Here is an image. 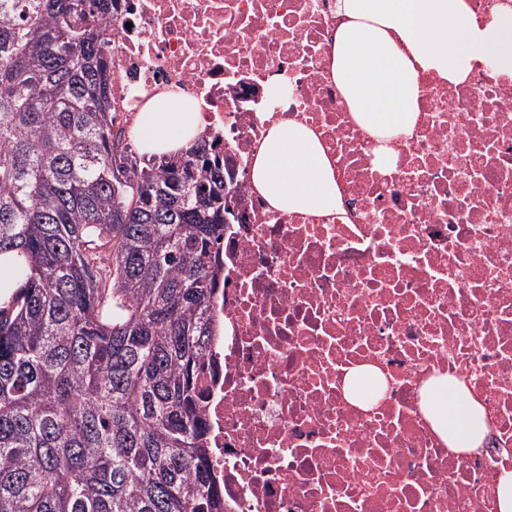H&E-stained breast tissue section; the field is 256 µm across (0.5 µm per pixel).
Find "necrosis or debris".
<instances>
[{
	"mask_svg": "<svg viewBox=\"0 0 512 512\" xmlns=\"http://www.w3.org/2000/svg\"><path fill=\"white\" fill-rule=\"evenodd\" d=\"M336 0H122L119 123L193 95L231 181L222 322L205 417L225 512H497L512 471V79L420 73L394 167L331 77ZM287 82V97L269 91ZM311 128L339 207L282 212L250 168L272 123ZM376 385L351 392L350 369ZM438 374L484 408L477 452L448 450L421 406Z\"/></svg>",
	"mask_w": 512,
	"mask_h": 512,
	"instance_id": "necrosis-or-debris-1",
	"label": "necrosis or debris"
}]
</instances>
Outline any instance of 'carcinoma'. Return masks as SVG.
<instances>
[{
    "label": "carcinoma",
    "mask_w": 512,
    "mask_h": 512,
    "mask_svg": "<svg viewBox=\"0 0 512 512\" xmlns=\"http://www.w3.org/2000/svg\"><path fill=\"white\" fill-rule=\"evenodd\" d=\"M117 0H0V512H225L203 414L230 186L115 129Z\"/></svg>",
    "instance_id": "1"
}]
</instances>
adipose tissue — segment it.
<instances>
[{
    "mask_svg": "<svg viewBox=\"0 0 512 512\" xmlns=\"http://www.w3.org/2000/svg\"><path fill=\"white\" fill-rule=\"evenodd\" d=\"M336 10L345 22L337 32L331 75L355 119L376 138L379 167L396 160L391 141L415 126L419 73L459 83L475 65L493 63L512 77V12L481 23L466 0H336ZM202 128L197 102L172 90L148 99L134 121L138 149L150 157L189 147ZM251 177L283 212L326 214L340 203L329 158L314 132L298 122L271 126ZM421 405L451 451L465 456L482 445L484 411L464 381L434 377Z\"/></svg>",
    "mask_w": 512,
    "mask_h": 512,
    "instance_id": "1",
    "label": "adipose tissue"
}]
</instances>
